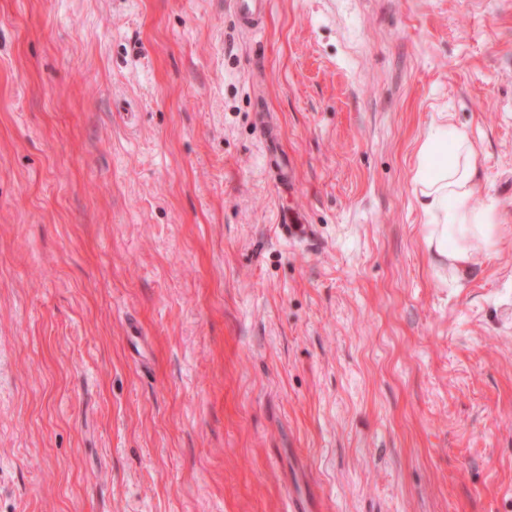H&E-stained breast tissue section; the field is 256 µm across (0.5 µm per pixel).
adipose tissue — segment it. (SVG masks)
<instances>
[{"mask_svg":"<svg viewBox=\"0 0 512 512\" xmlns=\"http://www.w3.org/2000/svg\"><path fill=\"white\" fill-rule=\"evenodd\" d=\"M418 158L415 194L426 218L428 246L456 274L466 275L499 238L495 205L471 204L481 186L472 139L453 125H433L419 145Z\"/></svg>","mask_w":512,"mask_h":512,"instance_id":"adipose-tissue-1","label":"adipose tissue"}]
</instances>
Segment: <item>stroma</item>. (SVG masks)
<instances>
[{
	"label": "stroma",
	"instance_id": "stroma-1",
	"mask_svg": "<svg viewBox=\"0 0 512 512\" xmlns=\"http://www.w3.org/2000/svg\"><path fill=\"white\" fill-rule=\"evenodd\" d=\"M444 120L501 224L461 280ZM292 493L512 512V0H0V512ZM266 0H235L233 11L237 25L242 29H252L260 25L267 9ZM418 158L415 194L426 218L428 247L465 276L480 254L495 248L500 224L493 203L482 208L471 204L481 186L472 139L453 125H433L419 145Z\"/></svg>",
	"mask_w": 512,
	"mask_h": 512
}]
</instances>
